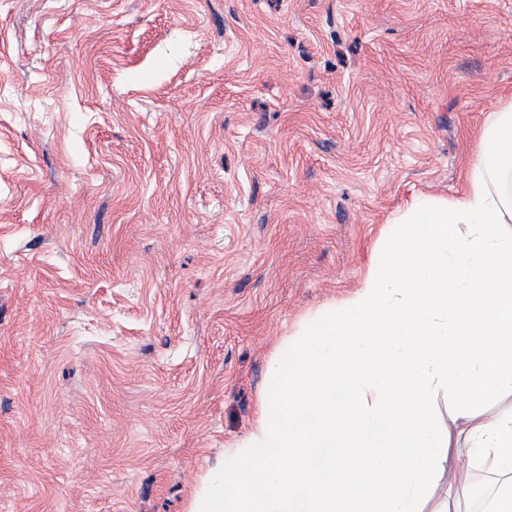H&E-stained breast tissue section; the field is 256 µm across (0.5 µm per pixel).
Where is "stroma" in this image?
<instances>
[{"instance_id": "obj_1", "label": "stroma", "mask_w": 512, "mask_h": 512, "mask_svg": "<svg viewBox=\"0 0 512 512\" xmlns=\"http://www.w3.org/2000/svg\"><path fill=\"white\" fill-rule=\"evenodd\" d=\"M509 102L512 0H0V512H186Z\"/></svg>"}]
</instances>
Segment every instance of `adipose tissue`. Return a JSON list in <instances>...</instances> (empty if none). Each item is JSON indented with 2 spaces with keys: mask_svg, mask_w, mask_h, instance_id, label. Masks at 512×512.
Wrapping results in <instances>:
<instances>
[{
  "mask_svg": "<svg viewBox=\"0 0 512 512\" xmlns=\"http://www.w3.org/2000/svg\"><path fill=\"white\" fill-rule=\"evenodd\" d=\"M467 187L405 200L358 289L311 315L270 367L250 432L187 512H424L450 435L437 391L512 512V102L479 136Z\"/></svg>",
  "mask_w": 512,
  "mask_h": 512,
  "instance_id": "adipose-tissue-1",
  "label": "adipose tissue"
}]
</instances>
